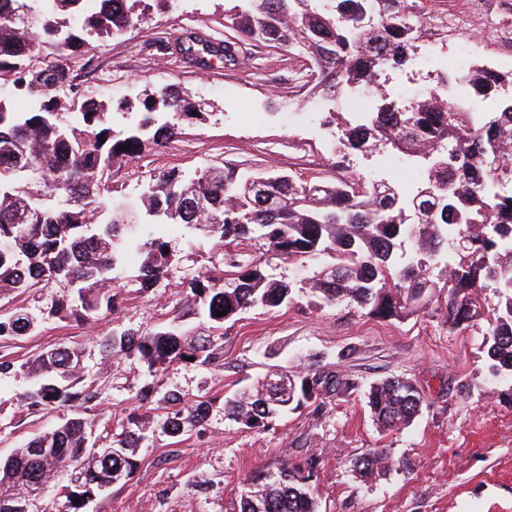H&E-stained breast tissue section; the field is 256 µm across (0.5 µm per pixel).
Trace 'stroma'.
Returning <instances> with one entry per match:
<instances>
[{"label":"stroma","instance_id":"stroma-1","mask_svg":"<svg viewBox=\"0 0 512 512\" xmlns=\"http://www.w3.org/2000/svg\"><path fill=\"white\" fill-rule=\"evenodd\" d=\"M417 67L395 73L393 94L409 99L441 80L436 61L454 59L457 69L484 65L512 74V0H416ZM192 34L211 44L231 43L234 61L183 58L177 43ZM164 51H157V44ZM91 67L78 70L82 95L138 105L145 90L173 83L201 103L206 121L185 126L178 140L140 159L117 177V195L134 200L150 171L186 172L229 162L260 172L287 171L308 179L335 178L332 143L339 134L329 115L341 101L313 94L312 63L237 39L224 18V0H175L154 9L137 27L96 40ZM405 155L351 153L347 174L371 181L384 175L403 183ZM169 241L177 257L166 279L141 291L139 256L118 270L122 300L113 314L84 325L45 323L38 334L0 339V357L17 362L66 343L83 352V385L98 398L85 416L89 440L115 447L120 424L140 407V389L175 387L190 400H206L249 387L274 365L289 372L335 374L354 389L321 393L265 430L227 419L211 408L202 431L174 442L163 431L167 410L154 402L149 438L135 452L130 478L99 493L88 512H229L232 493L250 473L308 457L319 512H512V376L494 373L483 334L498 302L486 289L478 317L465 330L448 325L444 300L388 321L353 304L315 306L300 292L324 257L301 262L268 259L266 270L289 283L293 298L273 310L250 309L224 326V358L179 363L148 379L138 356L110 361L97 343L114 326L151 331L169 324L182 289L206 269L223 267L226 250L199 243L179 226ZM408 379L425 396L407 425L386 429L373 420L365 392L384 378ZM23 378L0 381V456L70 417L67 409L33 414L18 399ZM372 449L383 450L389 469L372 478L353 469Z\"/></svg>","mask_w":512,"mask_h":512}]
</instances>
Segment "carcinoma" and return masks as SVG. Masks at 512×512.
I'll return each mask as SVG.
<instances>
[{"label":"carcinoma","instance_id":"obj_1","mask_svg":"<svg viewBox=\"0 0 512 512\" xmlns=\"http://www.w3.org/2000/svg\"><path fill=\"white\" fill-rule=\"evenodd\" d=\"M152 2L160 7L165 0H97L92 8L87 0H0V75L13 77L17 94L40 98L38 107L22 111L0 97V295L56 289L45 308L1 312L0 338L30 336L55 318L100 320L116 307L115 271L130 253L143 256L137 278L142 290H152L175 258L168 227L182 224L222 246L259 238L282 261L326 256L328 272L311 277L312 303L348 302L382 320L413 311L443 288L448 325L465 329L478 314L482 289L493 283L500 303L484 348L493 369L512 375V193L488 187L512 175V98L498 101L494 112L473 106L476 97L496 96L505 76L475 66L444 81L466 89L460 103L438 100V86L425 100L402 102L384 91L383 77L417 65L418 17L409 0H225V19L238 37L285 52L298 48L310 58L316 93L336 99L353 87L371 90L360 120L337 113L342 144L414 157L422 170L419 187L406 196L392 182L378 191L355 177L327 181L282 172L268 175L258 192L254 171L209 165L188 173L174 166L150 173L137 199L123 202L112 179L175 141L182 125L204 113L167 86L146 96L117 131L112 105L94 98L64 102L56 90L76 91L69 60L84 54L90 37L110 38L140 24ZM41 49L56 62L34 70L32 55ZM181 51L234 60L230 45L221 52L191 37ZM464 237L469 246L460 251L455 241ZM441 261L444 268L432 276ZM230 267L234 287H225L224 270L215 268L188 282L179 312L207 319L218 335L187 342L175 323L151 332L114 328L98 341L103 357L134 352L150 376L187 357L203 363L223 357L225 323L291 300L290 286L269 277L265 261L241 254ZM80 372L81 351L65 344L19 365L0 361L1 381L27 379L19 400L34 412L89 408L96 394L79 386ZM341 387L353 384L320 371L301 376L273 368L254 389L220 398L191 402L172 390L163 398L167 433L180 439L199 430L217 402L236 423L263 430ZM367 404L374 420L392 429L419 414L423 396L407 379L392 377L369 386ZM87 425L84 417H70L1 458L0 501L28 495L65 472L79 484L40 512H84L99 482L131 475L135 450L148 438L147 415L126 417L114 449L79 459V449L89 447ZM34 448L45 453L35 455ZM387 464L383 452L372 450L356 468L372 476ZM305 469L285 463L247 476L234 493L233 512H318Z\"/></svg>","mask_w":512,"mask_h":512}]
</instances>
